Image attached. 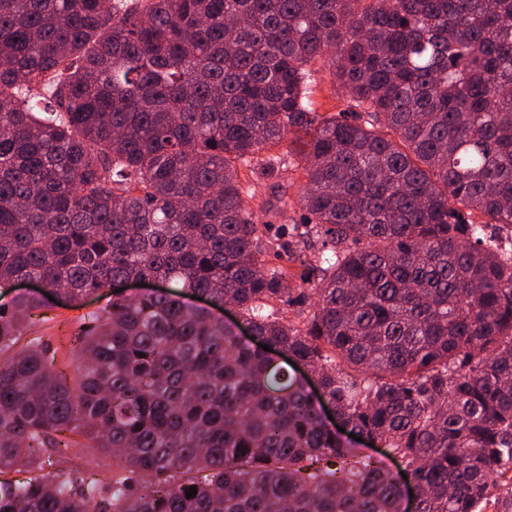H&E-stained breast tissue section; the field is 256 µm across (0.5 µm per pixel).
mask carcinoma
<instances>
[{"label":"carcinoma","mask_w":512,"mask_h":512,"mask_svg":"<svg viewBox=\"0 0 512 512\" xmlns=\"http://www.w3.org/2000/svg\"><path fill=\"white\" fill-rule=\"evenodd\" d=\"M324 58L346 114L309 103ZM290 133L332 252L298 323L263 313L307 293L265 266L238 174L276 175ZM504 230L512 0H0V286L166 284L82 319L72 384L27 332L45 300L0 305V512H401L274 354L402 460L415 512H512ZM80 444L115 468L61 467ZM184 301L193 307H203L209 309L215 316L223 318L224 324L229 327H233L238 332L239 336H248V331L245 325L239 321L236 310L232 306H215L211 304V302L207 299H202V301L192 299L191 295L185 296Z\"/></svg>","instance_id":"cac0c4a2"}]
</instances>
